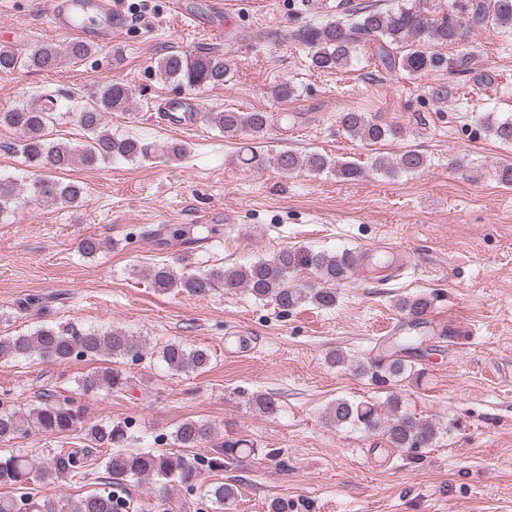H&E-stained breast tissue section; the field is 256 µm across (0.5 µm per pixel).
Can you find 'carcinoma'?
<instances>
[{
    "instance_id": "obj_1",
    "label": "carcinoma",
    "mask_w": 512,
    "mask_h": 512,
    "mask_svg": "<svg viewBox=\"0 0 512 512\" xmlns=\"http://www.w3.org/2000/svg\"><path fill=\"white\" fill-rule=\"evenodd\" d=\"M430 0H399L393 7L378 6L369 0L354 4L349 12L320 25H311L290 34V39L309 50L310 66L328 72L342 70L351 64L355 54L365 52L388 73L417 76L429 71L447 69L456 75L472 71L475 57L466 42L476 31L496 26L512 31V0H448L446 12L432 16ZM457 46L456 54L448 58L433 50V46ZM94 53V48L81 40H72L65 47L43 44L27 54L12 48H0V73L20 69L52 71L66 60H79ZM159 75L185 87L218 86L224 84L231 64L217 51L195 53L170 52L156 60ZM272 95L288 102L297 95L296 86L288 81L278 83ZM133 93L124 81L112 80L101 88L96 98L84 104L77 121L87 134L80 143H54L48 139V129L62 109V103L51 94L35 103L0 109V126L13 129L18 141L13 150L20 154L30 175L21 180L0 177V214L20 207L40 203L71 206L80 202L84 187L74 181L64 182L42 173L44 169L67 170L74 166L95 169L116 160H146L155 152V145L126 135L116 137L108 127L106 116L112 112H128ZM206 119L220 132L248 139L263 137L275 125L296 122L297 115L288 111L269 112H204ZM342 131L353 139L377 144L402 135L398 127L379 123L364 112H342L337 117ZM487 133L502 143H512V116L483 117ZM240 161L250 169L262 171L274 167L282 173L301 169L320 173L329 171L338 178L355 180L363 171L356 164L339 161L320 152L301 156L284 149L274 155L250 146ZM425 156L409 149L388 160L376 156L372 170L384 174L414 173L425 168ZM184 244L199 243L211 238L215 228L200 225L196 235L181 228L158 229ZM302 268L317 273L319 287L301 288L293 284V275ZM352 270L348 252L326 254L283 248L268 258L246 265L217 267L190 276L178 273L168 264L150 270L154 288L161 292L185 291L197 297L209 295L216 287L232 293L243 290L259 300H270L284 311L310 303L323 309L336 306V286L347 280ZM400 309L412 318L411 327L424 324L430 300L424 297L403 299ZM420 341L418 336H398L389 345L388 353L374 358L368 366H358L360 372L370 371L372 381L383 386L406 379L419 380L408 360L398 355ZM38 358L45 363L89 359L117 363L124 359L140 361L147 358L143 339L121 329L72 326L59 329L42 325L30 334L0 336V361ZM160 358L168 369L189 372L204 368L210 354L202 348H192L180 342L166 344ZM130 379L119 368L94 367L77 381L81 396H94L104 390L119 392L129 386ZM248 403L256 410L272 414L277 411L276 400L267 394H253ZM330 422L338 427H353L382 436L388 447L409 451L428 448L438 439L437 422L419 418L407 411L401 398L388 395L385 407L368 401L338 399L330 407ZM84 431V441L51 458L50 466L37 468L30 458L20 452L0 455V486L14 490L0 496V512H125L131 507L122 497L126 486L133 482L155 480L181 487L188 492L200 484L201 465L211 471L254 452L246 441L227 438L214 445L212 456L202 459L192 449L212 440L211 426L200 420H185L176 429L173 440L185 452L176 454L153 448H130L129 427L125 423H88L83 407L71 397L46 396L44 402L23 414L5 406L0 398V443L10 442L28 431L68 436ZM103 455L106 471L105 488L77 500L59 504L49 498H35L24 486L39 481L51 484L63 475L82 477L91 459ZM222 509L235 501L238 489L232 482H217L206 490Z\"/></svg>"
}]
</instances>
